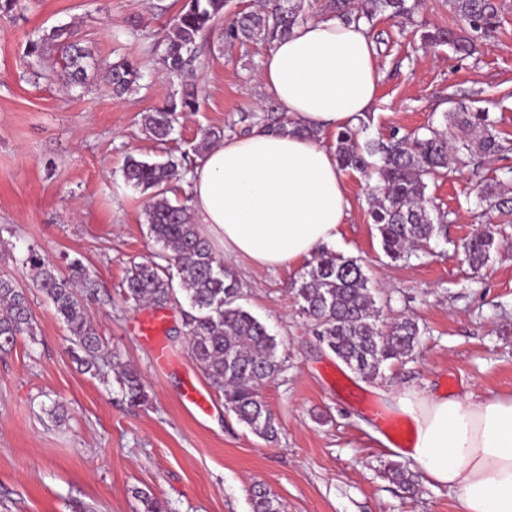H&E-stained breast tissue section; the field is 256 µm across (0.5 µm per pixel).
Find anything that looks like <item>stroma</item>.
<instances>
[{
	"instance_id": "obj_1",
	"label": "stroma",
	"mask_w": 512,
	"mask_h": 512,
	"mask_svg": "<svg viewBox=\"0 0 512 512\" xmlns=\"http://www.w3.org/2000/svg\"><path fill=\"white\" fill-rule=\"evenodd\" d=\"M498 28L478 40L471 56L431 48L422 32L470 30L448 0H422L411 18L380 15L370 30L381 79L375 102L354 127L364 138L408 133L441 120L449 98L489 108L502 132L512 135V0H492ZM182 0H30L27 9L0 13V271L26 288L35 317L34 337H19L0 352V502L10 512H143L137 491L166 512H251L248 487L265 483L285 512H461L457 496L417 473L409 494L385 478L391 461L415 471L397 439L411 440L412 423L394 406L398 397L471 394L512 397V224L488 264L473 270L453 247L497 213L476 217L477 185L512 179V153L477 168L449 170L428 182V195L448 211L447 242L432 256L390 262L368 213L372 178L344 174L348 215L334 251L360 260L378 290L384 321L408 316L423 333L412 357L386 364L375 380L362 379L319 346L310 322L289 291L307 262L267 270L228 259L237 276L240 304L279 343L285 370L261 396L273 412L279 441L253 434L214 394L205 417L181 403L187 381H209L189 356L178 306L169 313L163 341L172 362L157 366L151 345L132 332L139 309L126 304L119 285L131 262L150 257L145 197L125 184L127 157L172 152L199 163L206 130L240 134L241 113L268 101L257 81L266 48L208 35L192 70L169 79L160 61L163 37ZM69 26L73 40L91 53L84 88L67 90L54 77L25 67L29 34ZM128 59L143 78L136 91L113 98L106 64ZM206 94L197 112L179 119L173 139L160 145L141 116L181 86ZM50 259L60 273L82 261L102 285L88 313L108 350L139 369L150 395L127 404L114 377L81 372L69 351L65 325L34 288L20 259L28 249ZM68 410L57 424L52 403ZM378 406L402 429L384 430L370 408Z\"/></svg>"
}]
</instances>
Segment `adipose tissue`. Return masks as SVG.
<instances>
[{
  "instance_id": "ef3b65f1",
  "label": "adipose tissue",
  "mask_w": 512,
  "mask_h": 512,
  "mask_svg": "<svg viewBox=\"0 0 512 512\" xmlns=\"http://www.w3.org/2000/svg\"><path fill=\"white\" fill-rule=\"evenodd\" d=\"M380 79L364 24L333 17L295 26L265 54L259 81L304 126L355 123ZM191 211L228 256L275 269L310 258L340 236L349 203L333 148L254 127L211 147L187 176ZM407 456L456 492L461 512H512V398L414 396Z\"/></svg>"
}]
</instances>
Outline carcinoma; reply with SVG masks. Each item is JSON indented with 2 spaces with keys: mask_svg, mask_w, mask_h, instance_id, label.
<instances>
[{
  "mask_svg": "<svg viewBox=\"0 0 512 512\" xmlns=\"http://www.w3.org/2000/svg\"><path fill=\"white\" fill-rule=\"evenodd\" d=\"M226 5L227 0H183L163 39L162 62L169 75L180 76L192 62L198 41L224 18ZM450 5L455 16L477 34L485 35L497 26V9L491 0H450ZM415 6L410 0H326L324 8L346 23L371 24L384 13L392 19H405ZM307 20L292 0H265L259 10L234 13L225 22L224 38L269 45ZM70 38L62 26L35 32L27 40L26 67H41L45 48L56 46L62 51L65 84L73 89L82 86L89 54ZM423 40L431 47L446 44L465 55L474 49L473 41L440 29L425 33ZM107 71L117 96L134 91L142 78L138 65L128 60L110 65ZM200 93L198 87L186 86L179 97L145 113L142 121L149 136L160 144L168 142L178 113L196 111ZM240 121L272 131H286L291 126L312 139L320 137L319 129L289 121L271 102L264 106L263 115L245 113ZM511 149L488 111H473L460 102L443 113L441 128L429 124L403 136L395 132L385 140L364 142L359 141L358 131L349 127L336 135V160L341 169L377 174V183L370 189L371 217L383 254L392 262L424 254L431 242L446 237L448 214L427 195V179L448 172L452 163L461 168L477 167ZM184 162V157L168 155L155 161L130 157L124 165L125 181L148 195L146 222L159 251L151 259L131 263L121 295L134 307L163 306L179 302L177 292H182L187 303L183 326L191 357L224 393L225 408L255 435L273 442L278 427L260 388L285 370L284 360L267 327L237 304L239 282L193 223L189 198L177 204L168 198L171 182L187 170ZM479 204L488 212H498L502 223H512V191L500 183L482 186ZM495 246L496 232L486 227L462 244V252L477 270L489 261ZM21 264L48 300L53 315L66 326L74 358L95 376L108 365L119 368L118 381L128 403L146 404L149 394L141 373L122 365L116 353L104 348L87 314V301L98 294L94 275L78 260L70 263L69 274L62 275L33 248ZM291 289L320 343L365 379L377 378L384 364L413 355L419 345L421 330L415 320L402 317L380 323L381 310L355 258L323 247L310 268L291 283ZM33 322L25 289L12 275L0 272V351L11 349L20 336H33ZM385 475L409 492L416 489L415 475L398 463L386 465ZM248 496L251 512H283L279 500L260 483L251 486Z\"/></svg>",
  "mask_w": 512,
  "mask_h": 512,
  "instance_id": "cac0c4a2",
  "label": "carcinoma"
}]
</instances>
